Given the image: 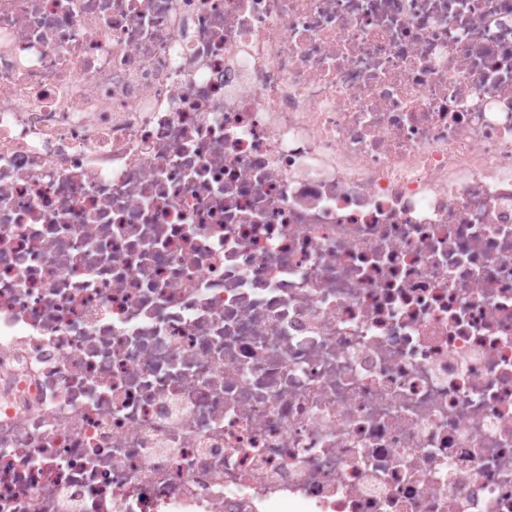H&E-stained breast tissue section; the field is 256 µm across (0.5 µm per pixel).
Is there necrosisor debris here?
Returning <instances> with one entry per match:
<instances>
[{
	"label": "necrosis or debris",
	"instance_id": "1",
	"mask_svg": "<svg viewBox=\"0 0 512 512\" xmlns=\"http://www.w3.org/2000/svg\"><path fill=\"white\" fill-rule=\"evenodd\" d=\"M512 512V0H0V512Z\"/></svg>",
	"mask_w": 512,
	"mask_h": 512
}]
</instances>
